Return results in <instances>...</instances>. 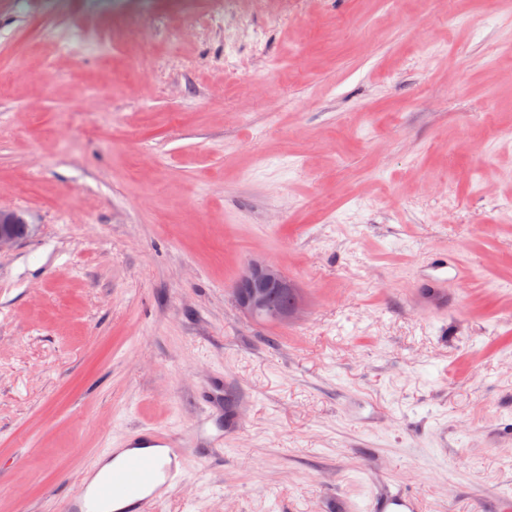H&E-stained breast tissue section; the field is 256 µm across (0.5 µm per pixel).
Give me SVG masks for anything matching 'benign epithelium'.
<instances>
[{
	"label": "benign epithelium",
	"instance_id": "7a95c632",
	"mask_svg": "<svg viewBox=\"0 0 512 512\" xmlns=\"http://www.w3.org/2000/svg\"><path fill=\"white\" fill-rule=\"evenodd\" d=\"M28 232V224L15 211L0 209V249L8 247L23 238ZM290 287V282L282 269L273 262H258L248 266L241 276L236 289L235 299L238 307L250 318L259 321L267 316L271 319L283 318L284 312L292 309L299 311L300 306L278 308L273 305L275 293Z\"/></svg>",
	"mask_w": 512,
	"mask_h": 512
}]
</instances>
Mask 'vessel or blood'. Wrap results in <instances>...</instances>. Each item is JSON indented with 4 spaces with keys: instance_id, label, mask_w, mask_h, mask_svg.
I'll use <instances>...</instances> for the list:
<instances>
[{
    "instance_id": "obj_1",
    "label": "vessel or blood",
    "mask_w": 512,
    "mask_h": 512,
    "mask_svg": "<svg viewBox=\"0 0 512 512\" xmlns=\"http://www.w3.org/2000/svg\"><path fill=\"white\" fill-rule=\"evenodd\" d=\"M460 274H449L447 265L433 266L420 281L423 299L434 306L445 304L448 285L460 281ZM150 443L155 450L127 458L114 464V449H105L103 461L113 462L112 471L104 479H96L95 469H88L81 478V488L68 499L62 512H108L118 501L124 502L123 512H155L163 492L179 482L178 465L183 457L182 446L172 438L154 433ZM368 512H414L415 502L406 495L392 494L371 497Z\"/></svg>"
}]
</instances>
